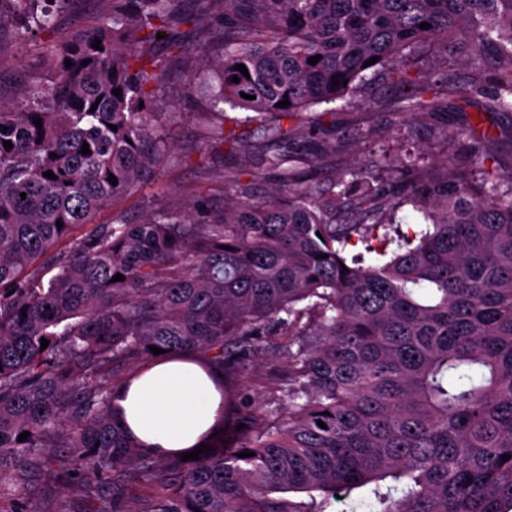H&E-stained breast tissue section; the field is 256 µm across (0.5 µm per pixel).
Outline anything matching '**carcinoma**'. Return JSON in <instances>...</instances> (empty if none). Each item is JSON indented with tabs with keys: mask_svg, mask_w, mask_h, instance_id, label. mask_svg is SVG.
<instances>
[{
	"mask_svg": "<svg viewBox=\"0 0 512 512\" xmlns=\"http://www.w3.org/2000/svg\"><path fill=\"white\" fill-rule=\"evenodd\" d=\"M51 3L66 0H0V50L48 32ZM198 46L217 57L182 70L166 103L201 96L209 139L240 159L224 206L156 197L138 224L91 223L155 181V107L170 64ZM423 48L475 78L428 70ZM52 66L17 109L0 106V500L18 499L23 467L61 483L45 455L71 448L87 488L112 486V512L125 485L152 487L161 467L148 512H335L363 488L375 512H512V167L497 139H474L469 123L439 129L468 149L429 165L408 153L393 176L380 153L326 181L302 176L316 156L288 149L314 136L310 107L378 83L405 89L399 132L472 95L511 114L512 0H112L97 31L54 47ZM406 206L421 214L410 232L397 221ZM356 241L377 242L384 261L348 262ZM48 252L57 273L45 284L36 263ZM167 354L196 355L245 389L265 355L286 366L272 401L242 394L209 452L170 464L112 407Z\"/></svg>",
	"mask_w": 512,
	"mask_h": 512,
	"instance_id": "cac0c4a2",
	"label": "carcinoma"
}]
</instances>
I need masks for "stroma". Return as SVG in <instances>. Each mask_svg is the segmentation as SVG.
I'll return each instance as SVG.
<instances>
[{"instance_id": "1", "label": "stroma", "mask_w": 512, "mask_h": 512, "mask_svg": "<svg viewBox=\"0 0 512 512\" xmlns=\"http://www.w3.org/2000/svg\"><path fill=\"white\" fill-rule=\"evenodd\" d=\"M112 0H68L67 5L53 15L52 32L26 45L12 47L0 53V104H14L22 88L47 83L51 71L39 62L46 43L66 41L77 31H93L101 19L111 14ZM400 88L389 85L373 86L368 97L354 96L345 101L316 105L309 109L311 121L322 123L323 128L316 139L298 143L296 152L314 153L318 161L307 169V178L320 180L334 174L335 170L354 165L362 155L353 146L357 125L365 112V100L377 102L376 121L386 124L390 120V109L400 95ZM453 112L438 113L431 125L412 126L408 133L393 138L380 139L378 146L392 154L417 153L431 160L445 151L443 142L435 139L432 130L436 127L456 128L465 117L480 114L479 130L487 135L498 136V158L502 166L512 165V116L499 112H481L480 101L468 98L457 101ZM179 118L162 119V131L169 145L156 160L157 178L151 185L131 189L120 200L102 207L94 221L98 224L111 222L115 215H122L130 223L142 220L149 210L153 194L177 201H189L204 195L220 202L224 199V175L237 166L235 157L221 150L211 149L208 127L197 117L201 103L197 98L181 99ZM80 479H73L70 489L45 482L37 472L26 471L21 484L19 502L0 503V512H11L12 507L24 512H110L112 490L109 487L96 489L95 499H86L81 491Z\"/></svg>"}]
</instances>
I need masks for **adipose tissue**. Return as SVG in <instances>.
I'll list each match as a JSON object with an SVG mask.
<instances>
[{"label":"adipose tissue","mask_w":512,"mask_h":512,"mask_svg":"<svg viewBox=\"0 0 512 512\" xmlns=\"http://www.w3.org/2000/svg\"><path fill=\"white\" fill-rule=\"evenodd\" d=\"M114 403L131 432L162 456L193 451L224 415L219 375L181 354L139 370Z\"/></svg>","instance_id":"ef3b65f1"}]
</instances>
